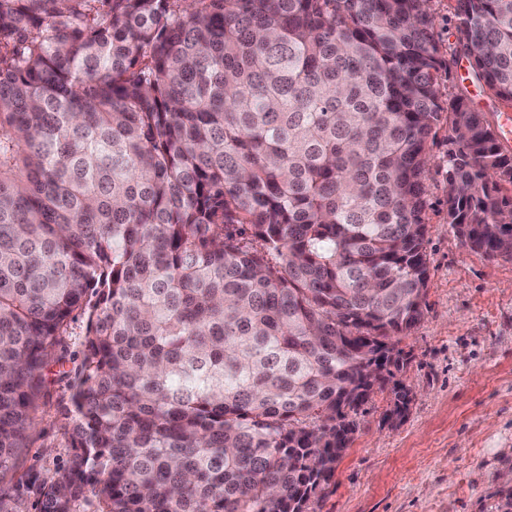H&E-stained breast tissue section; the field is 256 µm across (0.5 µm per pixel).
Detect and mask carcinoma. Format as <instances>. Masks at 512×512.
Here are the masks:
<instances>
[{"label": "carcinoma", "mask_w": 512, "mask_h": 512, "mask_svg": "<svg viewBox=\"0 0 512 512\" xmlns=\"http://www.w3.org/2000/svg\"><path fill=\"white\" fill-rule=\"evenodd\" d=\"M455 16L512 108V0ZM442 67L428 0H0V473L83 314L41 512H312L423 315L441 120L450 228L512 258V151Z\"/></svg>", "instance_id": "carcinoma-1"}]
</instances>
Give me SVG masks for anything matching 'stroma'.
I'll use <instances>...</instances> for the list:
<instances>
[{
  "label": "stroma",
  "instance_id": "35a3bbf8",
  "mask_svg": "<svg viewBox=\"0 0 512 512\" xmlns=\"http://www.w3.org/2000/svg\"><path fill=\"white\" fill-rule=\"evenodd\" d=\"M468 70L463 58L442 69L441 96L465 88L476 108L500 112L494 98L467 85ZM447 147L441 124L424 172L430 280L423 317L398 340L407 408L393 415L388 388L361 406L354 440L316 512H504L512 494V259L472 252L450 230L441 168ZM84 327L76 317L59 337L43 370L35 424L13 467L0 474L20 512H40L37 486L69 463Z\"/></svg>",
  "mask_w": 512,
  "mask_h": 512
}]
</instances>
